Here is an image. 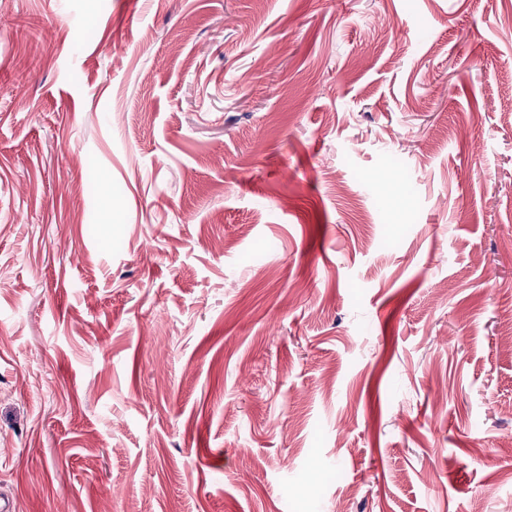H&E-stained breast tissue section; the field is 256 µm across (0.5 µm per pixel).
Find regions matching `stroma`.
Wrapping results in <instances>:
<instances>
[{"mask_svg": "<svg viewBox=\"0 0 512 512\" xmlns=\"http://www.w3.org/2000/svg\"><path fill=\"white\" fill-rule=\"evenodd\" d=\"M509 327L512 0H0L12 512H512Z\"/></svg>", "mask_w": 512, "mask_h": 512, "instance_id": "obj_1", "label": "stroma"}]
</instances>
